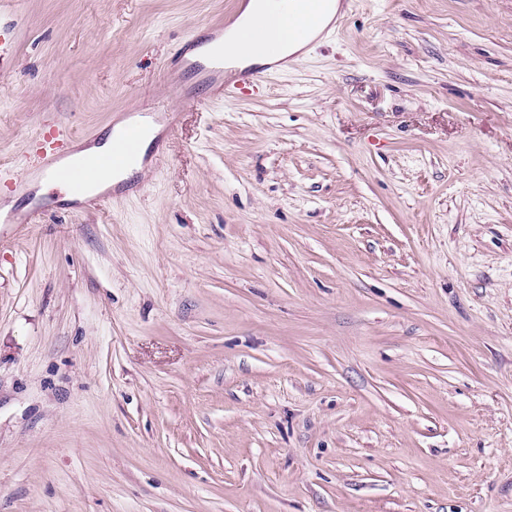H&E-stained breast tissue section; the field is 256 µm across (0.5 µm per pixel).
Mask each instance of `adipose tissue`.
Masks as SVG:
<instances>
[{
	"mask_svg": "<svg viewBox=\"0 0 512 512\" xmlns=\"http://www.w3.org/2000/svg\"><path fill=\"white\" fill-rule=\"evenodd\" d=\"M337 0H326L316 24L302 28L297 13V0H244L239 19L224 40L225 47L234 49L238 63L265 64L269 57L265 45L278 43L281 56L301 52L307 43L315 38L337 14ZM259 15L272 16L273 21L262 32H254L252 20Z\"/></svg>",
	"mask_w": 512,
	"mask_h": 512,
	"instance_id": "ef3b65f1",
	"label": "adipose tissue"
}]
</instances>
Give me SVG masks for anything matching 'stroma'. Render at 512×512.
Here are the masks:
<instances>
[{"instance_id":"stroma-1","label":"stroma","mask_w":512,"mask_h":512,"mask_svg":"<svg viewBox=\"0 0 512 512\" xmlns=\"http://www.w3.org/2000/svg\"><path fill=\"white\" fill-rule=\"evenodd\" d=\"M241 0H17L0 178ZM104 209L0 223V512H512V0H356Z\"/></svg>"}]
</instances>
